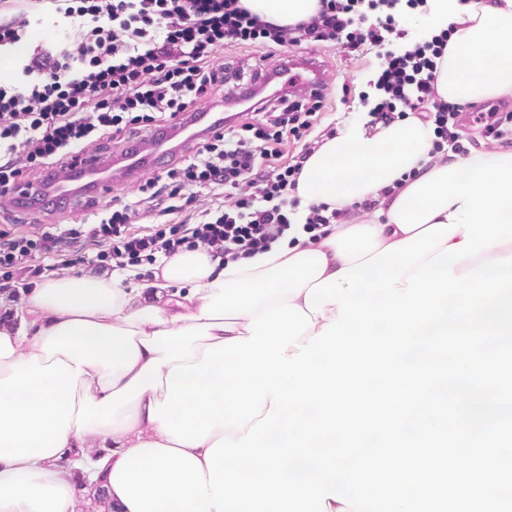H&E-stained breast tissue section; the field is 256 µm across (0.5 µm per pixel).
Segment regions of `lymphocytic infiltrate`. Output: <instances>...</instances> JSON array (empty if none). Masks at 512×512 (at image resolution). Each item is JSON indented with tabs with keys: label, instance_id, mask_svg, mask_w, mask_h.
Returning a JSON list of instances; mask_svg holds the SVG:
<instances>
[{
	"label": "lymphocytic infiltrate",
	"instance_id": "lymphocytic-infiltrate-1",
	"mask_svg": "<svg viewBox=\"0 0 512 512\" xmlns=\"http://www.w3.org/2000/svg\"><path fill=\"white\" fill-rule=\"evenodd\" d=\"M360 2L319 0L315 15L279 26L240 0H0V55L17 54L43 16L65 29L62 44L43 43L18 55V78L0 84V217L23 214L11 198L19 180L39 183L89 149L110 154L113 140L129 143L174 125L195 111L197 101L223 110L225 86L244 78L234 63L214 61L231 43L288 48L332 42L350 53L367 45L382 49V97L371 112L372 124L413 114L433 128L432 162L447 161L452 153L469 155L473 140L460 121L463 106L438 91L437 66L451 31L392 52L389 44L405 36L395 26V12L400 3L414 6L419 0H368L370 7L384 9L371 21ZM255 102L249 119L230 134L195 141L187 156L141 177L143 202L182 199L180 223L156 225L149 235L129 234L137 210L115 198L83 229L47 226L35 235L0 238V324L10 323L29 288L59 277L58 268L47 263L52 254L69 253L72 264L100 278L184 251L199 250L224 264L271 249L296 221L315 232L344 223L352 213H371L380 199L403 189L397 181L350 208L312 205L299 213V175L323 144L309 132L321 100L314 95L292 106L287 96L260 95ZM290 138L298 145L295 153L267 165ZM203 190L222 192L223 209L198 206ZM86 239L101 243V250L84 252Z\"/></svg>",
	"mask_w": 512,
	"mask_h": 512
}]
</instances>
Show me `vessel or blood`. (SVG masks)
Wrapping results in <instances>:
<instances>
[{"mask_svg": "<svg viewBox=\"0 0 512 512\" xmlns=\"http://www.w3.org/2000/svg\"><path fill=\"white\" fill-rule=\"evenodd\" d=\"M324 88V69L319 60L303 55L288 64V90L290 93L309 97ZM224 115L220 112H190L181 124L167 129L164 137H147L137 143L134 152H122L111 157H102L88 151L81 155L77 165L55 172L43 184L22 185L16 188L13 199L21 204L31 203L40 197L55 195L69 201L80 196V183L91 179L90 196L107 198L113 186L124 177L139 172L143 165L157 164L168 155L166 143L174 138L182 141L197 140L212 136L223 130Z\"/></svg>", "mask_w": 512, "mask_h": 512, "instance_id": "b4317fda", "label": "vessel or blood"}]
</instances>
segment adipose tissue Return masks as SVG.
Masks as SVG:
<instances>
[{
  "label": "adipose tissue",
  "instance_id": "1",
  "mask_svg": "<svg viewBox=\"0 0 512 512\" xmlns=\"http://www.w3.org/2000/svg\"><path fill=\"white\" fill-rule=\"evenodd\" d=\"M279 25L306 19L318 0H242ZM458 29L440 68L448 100L475 103L512 92V0H430L428 25ZM433 132L409 117L371 132L353 126L327 140L306 162L297 185L302 204L341 208L376 195L409 171H435ZM381 200L365 223L329 224L320 238L297 233L253 256L217 266L203 252L168 260L159 283L126 285L66 278L27 294L23 319L0 329V512H84L72 451L90 461L91 478L107 481L113 512H130L109 480L116 464L141 445L173 446L149 406L164 400L177 365L202 361L205 347L247 337L250 314L203 316L224 280L255 276L303 251H320L326 274L373 257L405 232Z\"/></svg>",
  "mask_w": 512,
  "mask_h": 512
}]
</instances>
